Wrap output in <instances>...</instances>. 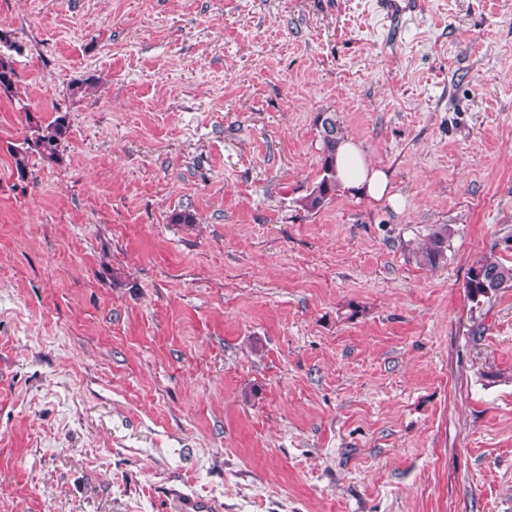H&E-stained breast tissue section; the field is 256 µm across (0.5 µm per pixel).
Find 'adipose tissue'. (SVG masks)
Wrapping results in <instances>:
<instances>
[{
  "label": "adipose tissue",
  "mask_w": 512,
  "mask_h": 512,
  "mask_svg": "<svg viewBox=\"0 0 512 512\" xmlns=\"http://www.w3.org/2000/svg\"><path fill=\"white\" fill-rule=\"evenodd\" d=\"M336 170L344 190L375 201L392 196V185L387 173L371 167L353 140L348 139L338 145Z\"/></svg>",
  "instance_id": "ef3b65f1"
}]
</instances>
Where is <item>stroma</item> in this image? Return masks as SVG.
<instances>
[{
  "label": "stroma",
  "mask_w": 512,
  "mask_h": 512,
  "mask_svg": "<svg viewBox=\"0 0 512 512\" xmlns=\"http://www.w3.org/2000/svg\"><path fill=\"white\" fill-rule=\"evenodd\" d=\"M408 2L0 0V512H512V0ZM15 41L10 34L0 31V96L14 93L17 82V71L13 52H16ZM50 121L28 115V129L20 146L11 149L13 159L12 174L20 181L29 175V158L37 155L43 162L51 166L63 165L65 161L64 142L69 133V122L66 113L57 112ZM326 123H329V130L326 129ZM316 126L321 141L322 175L309 192L299 199L298 205L303 211L319 212L340 191L339 182L342 189L374 201L382 198L397 200L398 195L391 193L392 185L387 173L371 167L356 142L347 138L336 150L339 141L345 138V133L335 119L322 113L316 120ZM453 233L451 225L437 226L415 253L419 263L431 268L437 267L445 259V251L448 249V242ZM464 288L472 303L490 300L502 289L512 288V264L493 257H480L468 268Z\"/></svg>",
  "instance_id": "obj_1"
}]
</instances>
